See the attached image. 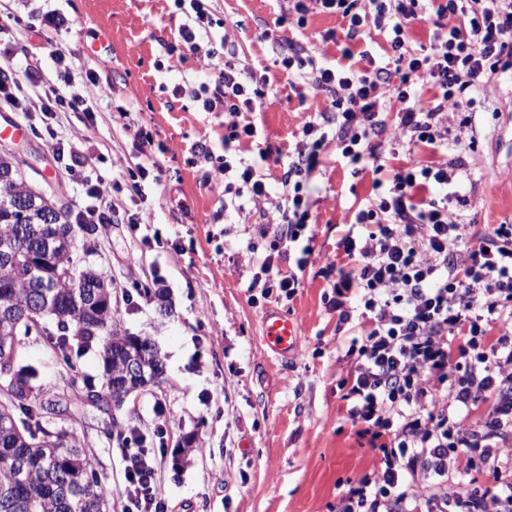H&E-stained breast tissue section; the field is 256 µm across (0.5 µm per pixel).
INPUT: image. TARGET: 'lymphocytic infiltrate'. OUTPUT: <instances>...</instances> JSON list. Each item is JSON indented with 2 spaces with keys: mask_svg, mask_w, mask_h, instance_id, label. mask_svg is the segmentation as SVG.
I'll return each instance as SVG.
<instances>
[{
  "mask_svg": "<svg viewBox=\"0 0 512 512\" xmlns=\"http://www.w3.org/2000/svg\"><path fill=\"white\" fill-rule=\"evenodd\" d=\"M429 2L427 13L419 0H290L288 7L300 28L313 11L340 15L350 41L373 27L389 43L396 67L378 65L368 44L321 62L293 42L282 50L285 77L307 80L327 105L305 123L281 165L282 201L256 280L288 301L301 288V273L314 254L310 181L328 141H335L341 159L365 168L378 160L371 147L377 137L420 144L435 156L428 165L410 163L396 171L337 241L346 262L336 269L328 305L339 324L356 329L345 351L350 366L338 386L357 436L368 439L375 459L369 471L347 479L336 512H512L511 483L448 488L449 474H496L512 466L497 442L502 426L512 422V225H494L486 237L472 240L447 191L454 174L437 158L445 148L446 107L454 95L486 72L512 69V0ZM174 5L183 21L166 54L182 61L205 56L208 74L200 85H175L172 95H191L202 111L223 113L224 155L204 152L208 175L223 180L231 201L260 202L268 195L260 163L270 152L260 150L252 161L243 156L242 142H257L262 132L240 116L260 111L269 81L238 64L227 40L201 49L200 37L215 25L211 0ZM451 17L458 25L445 26ZM427 21L437 29L429 53L410 52V29ZM52 55V79L0 77V106L42 121L79 112L84 126H92L95 107L110 96V86L94 69L74 71L62 47ZM358 59L363 68H355ZM395 74L398 109L390 123L384 87ZM420 81L435 89L433 99L416 93ZM82 137L77 131L53 144L67 158L66 174L85 185L87 201L75 222L118 219L130 237H139L141 211L121 207L114 198L123 192L132 201L147 199L161 181L158 162L147 159L109 183L94 179L76 149ZM286 253L293 255L295 269L284 274L276 261ZM117 442L137 448L125 468L127 512H164L157 461L141 429L130 427Z\"/></svg>",
  "mask_w": 512,
  "mask_h": 512,
  "instance_id": "lymphocytic-infiltrate-1",
  "label": "lymphocytic infiltrate"
}]
</instances>
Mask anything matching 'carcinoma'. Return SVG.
Masks as SVG:
<instances>
[{
    "label": "carcinoma",
    "mask_w": 512,
    "mask_h": 512,
    "mask_svg": "<svg viewBox=\"0 0 512 512\" xmlns=\"http://www.w3.org/2000/svg\"><path fill=\"white\" fill-rule=\"evenodd\" d=\"M28 203L24 217L30 230L19 224L16 204ZM48 203L34 197L8 154H0V315L29 309L47 284L50 306L44 319V338L60 351L63 369L76 384L77 360L92 348L100 350L102 382L83 381L79 394L58 397L59 387L34 386L27 402L13 401L0 392V512H107L110 493L87 451L72 429L57 431L53 421L66 415L75 425L85 402L108 416L122 409L127 399L154 385L163 375V360L148 336L120 330L112 319V288L102 273L86 265L66 240L82 237L84 225L52 223ZM48 238L59 247L40 267L30 255L41 251ZM78 272L84 283L66 272ZM139 362L145 378L117 388L124 381L130 360Z\"/></svg>",
    "instance_id": "carcinoma-1"
}]
</instances>
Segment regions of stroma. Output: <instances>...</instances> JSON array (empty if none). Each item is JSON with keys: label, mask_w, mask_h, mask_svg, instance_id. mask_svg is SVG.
Returning <instances> with one entry per match:
<instances>
[{"label": "stroma", "mask_w": 512, "mask_h": 512, "mask_svg": "<svg viewBox=\"0 0 512 512\" xmlns=\"http://www.w3.org/2000/svg\"><path fill=\"white\" fill-rule=\"evenodd\" d=\"M212 7L213 36L233 42L241 62L275 89L244 121L262 128L267 146L294 144L314 114L299 104L308 86L280 71L281 48L292 40L317 59L339 57L342 20L312 14L298 28L286 16L287 0H213ZM174 10L172 0H0V25L18 18L27 24L21 36L0 39L1 70L54 77V39L75 69L94 68L111 85V99L99 103L86 132L96 173L109 181L135 163L138 128L151 134L162 169L160 186L141 205L156 241L144 245L124 225L101 224L89 259L112 283L117 326L153 340L164 375L114 416L87 411L77 433L112 494V512H122L125 486L122 451L105 435L113 419L150 430L165 422L158 478L168 512H332L341 482L370 470L374 454L347 419L338 388L348 361L336 346L351 332L339 328L324 301L325 267L376 175L338 159L335 144L325 147V165L310 183L315 256L303 286L292 301L252 303L261 288L252 282L250 261L266 254L262 231L276 217L281 169L267 163L270 197L238 210L225 208L223 187L206 182L207 164L191 162L202 144L223 154L224 115L171 95L174 85H196L205 76L195 58H165L163 45L174 41L180 23ZM51 13L62 19L60 28L48 26ZM330 30L335 40H326ZM465 96L449 125L447 157L459 164L452 189L470 234L479 237L493 225L512 224V71L486 74ZM19 143L28 183L69 211L79 209L84 189L65 175L47 139L29 131ZM141 286L164 289L171 313L142 300ZM274 312L297 316L303 326L297 349L286 356L261 341L263 319ZM23 362L34 370V384L68 382L43 339L28 341ZM189 434L197 437L196 451L176 467L178 444Z\"/></svg>", "instance_id": "obj_1"}]
</instances>
